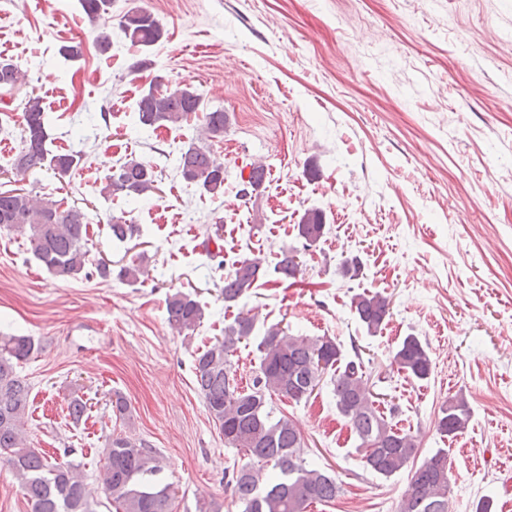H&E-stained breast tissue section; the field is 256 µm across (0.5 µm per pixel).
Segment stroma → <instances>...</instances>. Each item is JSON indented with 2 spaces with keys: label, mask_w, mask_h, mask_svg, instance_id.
Returning <instances> with one entry per match:
<instances>
[{
  "label": "stroma",
  "mask_w": 512,
  "mask_h": 512,
  "mask_svg": "<svg viewBox=\"0 0 512 512\" xmlns=\"http://www.w3.org/2000/svg\"><path fill=\"white\" fill-rule=\"evenodd\" d=\"M133 7L162 26L149 49L118 27ZM63 45L79 57L60 56ZM0 59L27 74L0 89V191L63 199L91 220L89 261L66 280L24 238L0 233V336L34 338L18 367L31 386L30 445L79 464L97 512H115L98 491L113 436L152 449L176 512L203 502L238 512L227 472L246 458L210 418L194 357L241 311L255 330L232 359L240 385L252 382L266 327L331 337L347 358L362 357L379 408L417 437L416 462L447 449L451 512H475L482 500L512 512V0H112L111 15L96 21L77 0H0ZM142 59L148 67L134 70ZM158 76L197 88L204 109H224V135L210 143L226 171L223 195L176 169L197 120L134 131L140 95ZM31 96L49 118L53 151L85 153L70 176L38 169L18 181L11 172ZM131 158L155 167L154 192L137 202L100 196L109 170ZM255 162L266 167V189L246 203L239 174ZM311 207L324 212L327 232L301 252L297 280L263 278L225 308L227 270L255 253L275 263L298 246L296 225ZM121 214L138 226L122 243L108 229ZM214 232L219 260L203 246ZM353 255L363 274L342 277ZM102 262L111 277L99 276ZM131 263L143 270L138 282L116 277ZM178 290L204 310L186 336L166 321L165 299ZM364 291L390 299L374 336L351 310ZM410 334L432 360L423 381L393 361ZM116 392L130 406L123 421L112 414ZM456 395L472 418L450 439L435 422ZM75 398L87 405L78 421ZM274 406L300 432L302 457L341 487L308 512H397L413 465L388 478L367 469L329 381Z\"/></svg>",
  "instance_id": "1"
}]
</instances>
